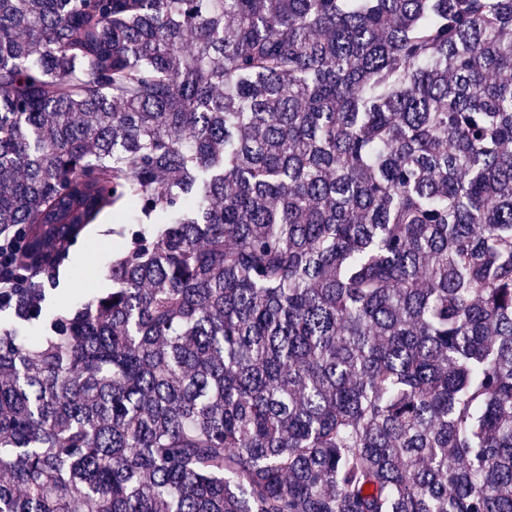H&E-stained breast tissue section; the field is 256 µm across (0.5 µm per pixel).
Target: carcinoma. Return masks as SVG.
<instances>
[{
    "mask_svg": "<svg viewBox=\"0 0 512 512\" xmlns=\"http://www.w3.org/2000/svg\"><path fill=\"white\" fill-rule=\"evenodd\" d=\"M109 209L0 512H512V0H0V230Z\"/></svg>",
    "mask_w": 512,
    "mask_h": 512,
    "instance_id": "cac0c4a2",
    "label": "carcinoma"
}]
</instances>
